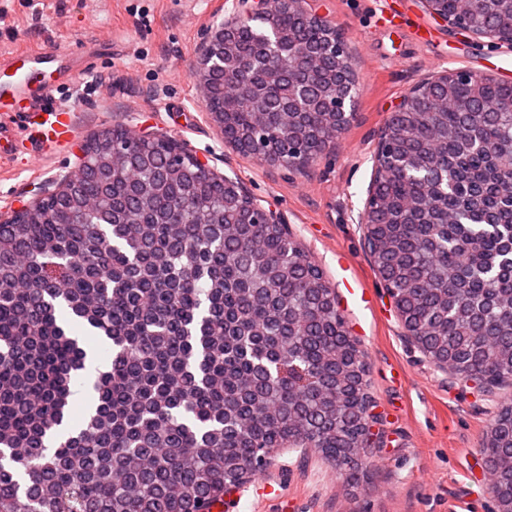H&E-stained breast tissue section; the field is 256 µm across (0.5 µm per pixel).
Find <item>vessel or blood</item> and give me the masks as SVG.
<instances>
[{
    "instance_id": "b4317fda",
    "label": "vessel or blood",
    "mask_w": 512,
    "mask_h": 512,
    "mask_svg": "<svg viewBox=\"0 0 512 512\" xmlns=\"http://www.w3.org/2000/svg\"><path fill=\"white\" fill-rule=\"evenodd\" d=\"M57 48L0 52V169H9L18 150V134L26 132L32 149L52 157L76 137L70 110L47 105L60 80H75L76 69L64 64Z\"/></svg>"
}]
</instances>
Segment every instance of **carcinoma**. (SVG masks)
I'll list each match as a JSON object with an SVG mask.
<instances>
[{"instance_id": "carcinoma-1", "label": "carcinoma", "mask_w": 512, "mask_h": 512, "mask_svg": "<svg viewBox=\"0 0 512 512\" xmlns=\"http://www.w3.org/2000/svg\"><path fill=\"white\" fill-rule=\"evenodd\" d=\"M473 34L512 33V0H432ZM323 25L278 11L224 45L249 61L207 107L233 144L289 168L329 145L346 92L329 57L295 76ZM73 189L0 224V512H211L278 448L352 481L364 447L367 367L336 294L283 224H257L239 182L198 170L168 138L95 135ZM397 164L367 215L375 273L414 339L458 372L512 382V83L429 80L387 123ZM107 346L109 366L73 420L88 352L58 319ZM491 493L512 492V402L491 425Z\"/></svg>"}]
</instances>
